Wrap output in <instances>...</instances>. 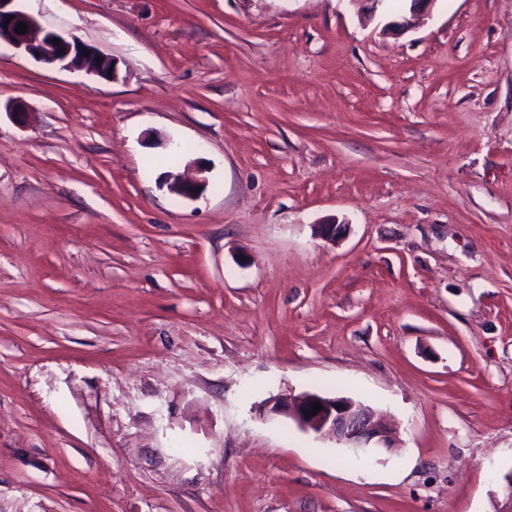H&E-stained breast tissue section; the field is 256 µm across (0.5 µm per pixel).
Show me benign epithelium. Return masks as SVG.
<instances>
[{
	"mask_svg": "<svg viewBox=\"0 0 512 512\" xmlns=\"http://www.w3.org/2000/svg\"><path fill=\"white\" fill-rule=\"evenodd\" d=\"M14 0H0V41L45 64L62 69L80 70L89 75L111 80L113 59L83 43L75 36H65L41 26L36 16L13 7ZM12 21H6V17ZM27 24V33L15 31L17 23ZM61 40L55 45L53 40ZM169 189L185 198H193L205 190L206 179L187 180L175 172L166 175ZM345 232L343 224H316V236L334 241ZM322 410L310 416L314 403ZM268 412L283 415L297 427L324 440H330L348 452L360 456L389 451L395 445V431L364 404L347 397H327L306 392L298 396L284 395L270 400Z\"/></svg>",
	"mask_w": 512,
	"mask_h": 512,
	"instance_id": "1",
	"label": "benign epithelium"
}]
</instances>
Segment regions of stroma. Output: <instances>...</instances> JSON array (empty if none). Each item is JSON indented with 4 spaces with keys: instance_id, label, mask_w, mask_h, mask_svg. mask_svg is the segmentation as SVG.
Instances as JSON below:
<instances>
[{
    "instance_id": "stroma-1",
    "label": "stroma",
    "mask_w": 512,
    "mask_h": 512,
    "mask_svg": "<svg viewBox=\"0 0 512 512\" xmlns=\"http://www.w3.org/2000/svg\"><path fill=\"white\" fill-rule=\"evenodd\" d=\"M15 6L117 77L0 43V512H505L512 0ZM306 391L398 447L263 409ZM165 181L172 192L185 198L196 197L205 190L207 185L205 178L187 180L177 172L166 175ZM195 190H198V193H195ZM322 410L314 416L313 403ZM268 412L292 419L297 427L317 438L334 441L355 456L394 448L396 432L364 404L347 397H327L306 392L278 396L269 401Z\"/></svg>"
}]
</instances>
